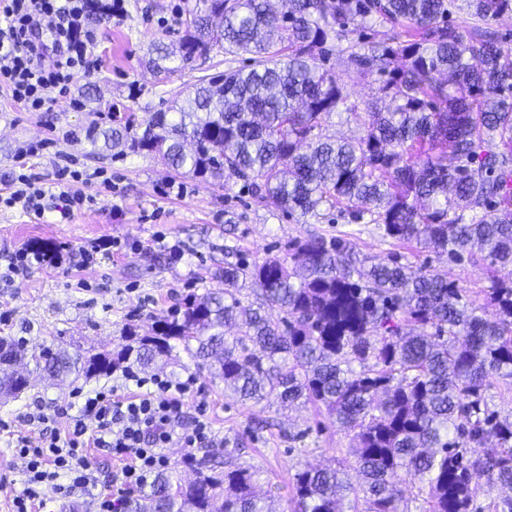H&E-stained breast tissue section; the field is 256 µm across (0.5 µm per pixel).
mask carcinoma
Segmentation results:
<instances>
[{
	"label": "carcinoma",
	"mask_w": 512,
	"mask_h": 512,
	"mask_svg": "<svg viewBox=\"0 0 512 512\" xmlns=\"http://www.w3.org/2000/svg\"><path fill=\"white\" fill-rule=\"evenodd\" d=\"M509 12L512 0H466L458 20L448 0H288L286 13L271 0H195L182 36L150 45L148 67L168 77L213 52L230 67L139 125L85 130L94 146L154 152L221 188L241 181L257 203L290 215L338 207L450 262L476 248L510 275L488 289L494 320L427 266L361 260L352 243L316 236L284 259L216 268L224 287L187 298L116 353L76 356L60 341L29 354L0 337V387L17 397L31 386L8 371L18 359L49 377L92 378L147 368L179 342L224 393L310 403L353 433L340 468L295 473L294 512H409V473L427 488L420 512H476L481 487L512 489V419L485 396L512 381V48L489 29ZM333 47L382 78L392 110L348 104L323 67ZM239 55L250 64L231 66ZM340 110L362 136L322 137ZM445 148L448 163L434 155ZM247 283L257 292L249 306ZM268 308L284 316L274 322ZM257 487L256 473L232 462L184 485L163 472L124 512H272Z\"/></svg>",
	"instance_id": "obj_1"
}]
</instances>
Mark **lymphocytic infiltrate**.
<instances>
[{
  "label": "lymphocytic infiltrate",
  "instance_id": "f902f5d3",
  "mask_svg": "<svg viewBox=\"0 0 512 512\" xmlns=\"http://www.w3.org/2000/svg\"><path fill=\"white\" fill-rule=\"evenodd\" d=\"M123 0H0V91L30 112H49L70 95L77 75L94 71L97 34L91 17L105 20L122 13ZM6 205L44 215L46 209L69 219L85 201L84 189L70 185L58 201L47 202L45 192L19 173L8 184ZM130 396L111 391H75L76 415L66 429L55 428L54 414L43 406L26 413L24 422L49 429L42 446L31 447L27 436L13 441L26 462L25 487L12 500V512H38L44 489L54 486L68 497L91 494L94 512H119L121 501L96 494L97 481L89 461L90 449L106 452L122 467L116 477L121 494L142 489L170 463L165 453L173 444L185 448L212 445L214 434L206 411H199L188 432H176L181 398L191 381L145 377L133 368L122 371Z\"/></svg>",
  "mask_w": 512,
  "mask_h": 512
}]
</instances>
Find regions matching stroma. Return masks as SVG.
I'll return each instance as SVG.
<instances>
[{
	"label": "stroma",
	"instance_id": "obj_1",
	"mask_svg": "<svg viewBox=\"0 0 512 512\" xmlns=\"http://www.w3.org/2000/svg\"><path fill=\"white\" fill-rule=\"evenodd\" d=\"M193 0H124L122 17L91 19L98 33L94 52L98 68L77 76L72 88L76 106L50 112H28L0 94V187L14 171L17 153L30 149L26 170L49 194L65 191L57 180L60 166L92 173L89 202L65 222L56 213L37 218L21 207L0 206V336L19 340L33 352L64 342L70 353L90 356L126 345L130 333L150 334L190 294L218 287L216 264L285 257L292 242L337 236L351 241L359 256L395 255L412 268L429 266L457 282L480 314L494 318L486 298L492 273L480 260L449 262L446 255L418 252L414 245L384 236L375 224H351L337 211L302 222L275 205L257 204L238 184L219 188L188 174H178L157 154L117 155L104 144L84 138L91 123L102 127L126 118L142 120L173 94L192 91L202 76L224 72L220 57L198 58L165 80H158L142 61L148 46L169 43L183 31L185 11ZM326 66L345 87L349 100L365 107L389 100L379 90L377 74L357 73L345 56L333 54ZM114 245L82 264L80 253L104 239ZM180 245L181 259L168 253ZM57 253L56 264L15 273L8 267L33 247ZM146 376L197 379L183 403V422L191 424L198 404L210 413L215 443L186 451L168 448L169 473L194 477L199 460L210 457L223 471L227 453L238 464L258 472L275 512H291L292 477L307 466L331 465L352 448V435L336 426L325 410L311 404L284 409L276 401L240 402L212 382L183 349L169 361L146 369ZM121 389L120 371L100 377L68 375L55 381L35 380L21 398L0 397V420L12 421L34 404H66L75 388ZM193 463H186V454ZM25 464L7 433L0 431V512H9L13 494L24 487Z\"/></svg>",
	"mask_w": 512,
	"mask_h": 512
}]
</instances>
